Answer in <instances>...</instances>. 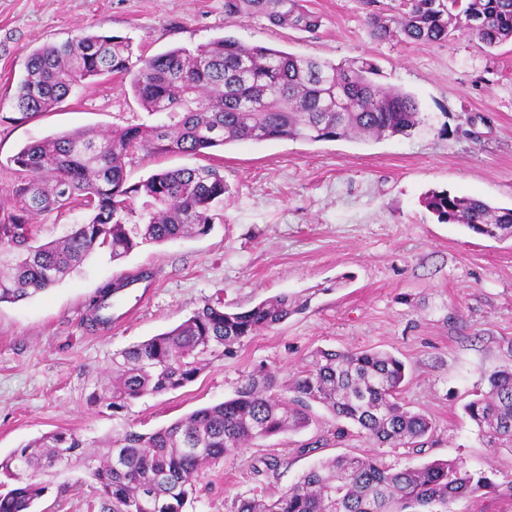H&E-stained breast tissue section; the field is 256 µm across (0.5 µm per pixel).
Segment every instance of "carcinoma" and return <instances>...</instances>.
<instances>
[{
    "mask_svg": "<svg viewBox=\"0 0 512 512\" xmlns=\"http://www.w3.org/2000/svg\"><path fill=\"white\" fill-rule=\"evenodd\" d=\"M306 0H224L229 23L263 18L276 27L312 32L322 18ZM401 17L373 14L370 34L432 44L458 32L493 49L512 41V0H407ZM131 77L134 97L159 125L136 124L101 133L57 134L25 145L12 162L20 175L15 210L0 217V303H15L59 282L96 250L112 260L142 244L203 234L229 191L211 166L162 170L130 184L125 159L138 151L195 155L240 141L407 135L421 122L416 99L376 82L367 59L334 64L223 37L193 49L176 47L133 56L118 36L81 34L35 49L15 95L23 115L48 112L84 80ZM424 203L441 223L459 224L492 239L512 238V208L433 191ZM77 205L88 221L60 241L36 244L35 218ZM128 284L105 283L89 300V324L106 327L108 301ZM286 295L228 311L207 301L174 328L112 357L107 407L124 411L144 395L175 391L212 361L232 353L248 336L272 329L297 311ZM465 405L468 419L493 448L512 452V366L483 377ZM403 361L373 349H318L308 367L277 392L276 376L260 368L234 397L198 409L153 433L126 430L102 455L85 454L76 437L56 431L0 459V474L14 487L0 492V512H35L45 487L35 477L81 461L96 485L97 512H182L199 471L245 446L310 425L312 404L353 424L380 447L418 448L432 422L408 409L400 394ZM495 489L461 459L435 460L396 470L377 457L337 456L312 466L288 489L263 498L238 497L232 512H453L452 503Z\"/></svg>",
    "mask_w": 512,
    "mask_h": 512,
    "instance_id": "1",
    "label": "carcinoma"
}]
</instances>
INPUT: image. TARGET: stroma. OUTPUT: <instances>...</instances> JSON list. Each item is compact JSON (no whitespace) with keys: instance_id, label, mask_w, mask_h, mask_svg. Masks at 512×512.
Instances as JSON below:
<instances>
[{"instance_id":"obj_1","label":"stroma","mask_w":512,"mask_h":512,"mask_svg":"<svg viewBox=\"0 0 512 512\" xmlns=\"http://www.w3.org/2000/svg\"><path fill=\"white\" fill-rule=\"evenodd\" d=\"M314 32L245 19L227 24L224 0H0V212L13 204V156L27 143L77 129L161 118L134 98L129 80H87L59 107L24 117L15 106L28 55L81 34L127 38L155 55L231 36L298 56L373 60L380 83L411 93L422 122L379 141L240 142L200 155L138 152L129 182L181 167L218 168L230 191L210 231L144 244L113 261L92 256L61 282L0 304V456L50 432L100 443L150 433L234 396L259 368L287 384L318 349H374L402 359L401 398L434 432L423 450H390L316 405L310 427L244 448L201 472L183 512H230L235 497L287 488L337 456H378L401 469L463 459L500 486L512 484V452L493 449L464 416L483 374L512 366V239L490 240L439 223L422 202L431 190L512 207V42L488 51L474 37L433 44L379 41L369 13L396 15L403 0H308ZM135 294L112 298V324H88V301L106 282L140 271ZM302 308L247 337L191 383L112 413L92 396L109 381L117 351L179 324L205 301L247 308L278 295ZM37 512H90L84 466L42 477Z\"/></svg>"}]
</instances>
